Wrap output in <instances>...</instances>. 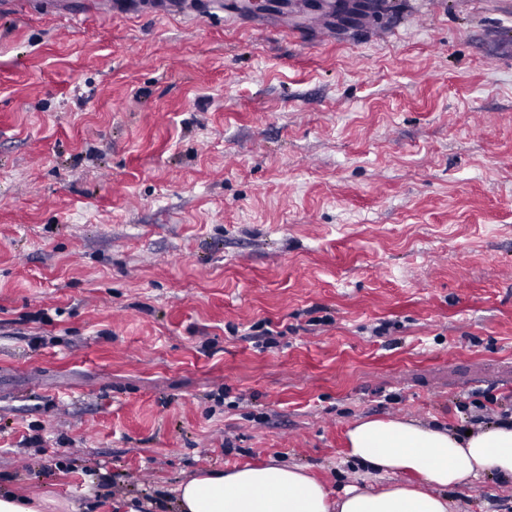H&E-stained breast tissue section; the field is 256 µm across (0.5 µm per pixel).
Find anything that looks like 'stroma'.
I'll list each match as a JSON object with an SVG mask.
<instances>
[{
  "label": "stroma",
  "mask_w": 512,
  "mask_h": 512,
  "mask_svg": "<svg viewBox=\"0 0 512 512\" xmlns=\"http://www.w3.org/2000/svg\"><path fill=\"white\" fill-rule=\"evenodd\" d=\"M364 2L329 41L0 8L1 488L174 512L276 461L338 495L353 422L512 395V0Z\"/></svg>",
  "instance_id": "35a3bbf8"
}]
</instances>
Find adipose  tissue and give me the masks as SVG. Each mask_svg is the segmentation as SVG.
<instances>
[{"mask_svg":"<svg viewBox=\"0 0 512 512\" xmlns=\"http://www.w3.org/2000/svg\"><path fill=\"white\" fill-rule=\"evenodd\" d=\"M346 438L360 470L337 498L305 468L273 462L184 481L177 512H452L446 489L483 473L512 481V422L466 436L399 418L361 419ZM376 471L393 476V483L374 488Z\"/></svg>","mask_w":512,"mask_h":512,"instance_id":"ef3b65f1","label":"adipose tissue"}]
</instances>
